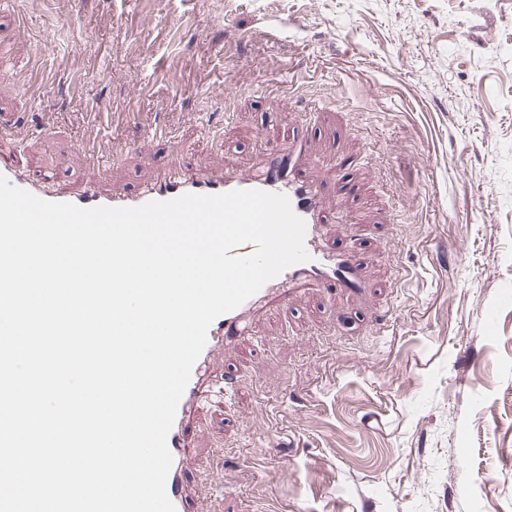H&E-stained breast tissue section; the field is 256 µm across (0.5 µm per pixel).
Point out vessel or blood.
Here are the masks:
<instances>
[{
  "instance_id": "vessel-or-blood-1",
  "label": "vessel or blood",
  "mask_w": 512,
  "mask_h": 512,
  "mask_svg": "<svg viewBox=\"0 0 512 512\" xmlns=\"http://www.w3.org/2000/svg\"><path fill=\"white\" fill-rule=\"evenodd\" d=\"M311 164L307 136L296 130L292 133V143L288 150L266 145L264 161L254 170L240 173L224 171L218 174L176 172L162 179L145 181L132 193L108 196L94 184L78 191L56 189L48 180L30 179L12 164L0 161V174L13 185L48 201L68 202L84 208L139 206L154 200H171L187 193L220 194L238 189L262 190L287 196L293 211L304 220V246L310 256L309 261L288 267L237 309L216 318L208 328L206 344L192 368L167 437L172 465L166 491L176 512H193L191 498L186 490L184 460L189 451L198 409L216 384L210 374V363L216 353L225 343L249 335L248 316L252 311L275 295H287L295 285L312 283L351 294L362 292L365 288L357 249L323 238L322 228L327 222L325 187L322 180L310 176Z\"/></svg>"
}]
</instances>
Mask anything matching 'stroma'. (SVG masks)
I'll return each mask as SVG.
<instances>
[{
    "mask_svg": "<svg viewBox=\"0 0 512 512\" xmlns=\"http://www.w3.org/2000/svg\"><path fill=\"white\" fill-rule=\"evenodd\" d=\"M0 117V159L110 194L312 132L370 288L300 289L216 354L197 512H512V0H0Z\"/></svg>",
    "mask_w": 512,
    "mask_h": 512,
    "instance_id": "obj_1",
    "label": "stroma"
}]
</instances>
